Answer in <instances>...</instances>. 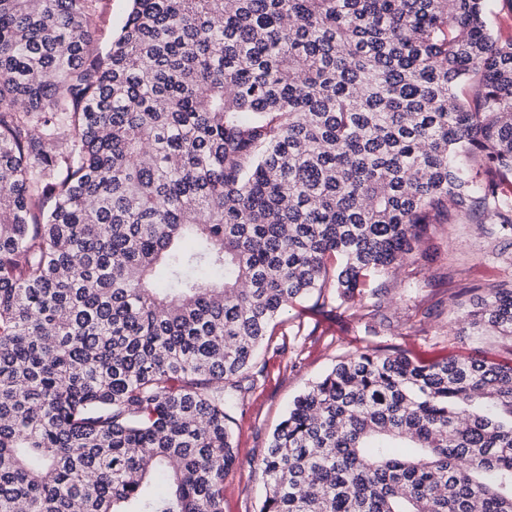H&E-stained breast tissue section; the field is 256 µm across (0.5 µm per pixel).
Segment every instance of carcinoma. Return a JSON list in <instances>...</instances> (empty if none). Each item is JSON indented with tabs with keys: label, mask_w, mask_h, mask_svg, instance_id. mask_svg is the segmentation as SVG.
Instances as JSON below:
<instances>
[{
	"label": "carcinoma",
	"mask_w": 512,
	"mask_h": 512,
	"mask_svg": "<svg viewBox=\"0 0 512 512\" xmlns=\"http://www.w3.org/2000/svg\"><path fill=\"white\" fill-rule=\"evenodd\" d=\"M0 0V512H224L277 320L370 323L437 224L512 237L490 0ZM512 337V284L454 292ZM259 512H512V363L340 360ZM130 8L129 0H97L92 15V27L102 50L112 41V36L122 24Z\"/></svg>",
	"instance_id": "1"
}]
</instances>
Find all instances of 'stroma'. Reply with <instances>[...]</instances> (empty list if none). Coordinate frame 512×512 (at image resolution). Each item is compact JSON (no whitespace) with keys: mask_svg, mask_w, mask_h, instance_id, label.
I'll return each instance as SVG.
<instances>
[{"mask_svg":"<svg viewBox=\"0 0 512 512\" xmlns=\"http://www.w3.org/2000/svg\"><path fill=\"white\" fill-rule=\"evenodd\" d=\"M129 8L130 0H96L92 26L100 47L110 45ZM428 245L438 254L435 262H408L390 277L378 329L351 321L332 301L319 313L305 301L284 314L271 343L259 352L263 373L230 424L237 461L224 476V512H258L264 486L253 459L263 455L294 398L339 359L390 347L424 359L457 354L497 362L512 353L511 337L473 336L448 313L452 289L512 279V267L501 260L512 254V243L490 238L476 224H440Z\"/></svg>","mask_w":512,"mask_h":512,"instance_id":"35a3bbf8","label":"stroma"}]
</instances>
